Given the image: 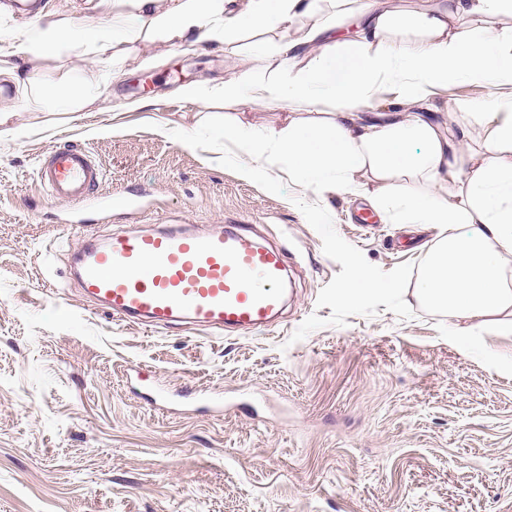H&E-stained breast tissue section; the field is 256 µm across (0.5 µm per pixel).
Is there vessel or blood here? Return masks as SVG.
<instances>
[{"instance_id":"1","label":"vessel or blood","mask_w":512,"mask_h":512,"mask_svg":"<svg viewBox=\"0 0 512 512\" xmlns=\"http://www.w3.org/2000/svg\"><path fill=\"white\" fill-rule=\"evenodd\" d=\"M36 177L49 197L78 208L103 182L91 152L75 145L52 149ZM287 265L284 249L228 224L203 233L161 229L86 237L73 277L86 298L130 321L153 327L188 321L248 332L269 326L282 309Z\"/></svg>"}]
</instances>
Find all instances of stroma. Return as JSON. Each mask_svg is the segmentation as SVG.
<instances>
[{
	"label": "stroma",
	"mask_w": 512,
	"mask_h": 512,
	"mask_svg": "<svg viewBox=\"0 0 512 512\" xmlns=\"http://www.w3.org/2000/svg\"><path fill=\"white\" fill-rule=\"evenodd\" d=\"M64 21L45 85L79 83L76 49L109 17L48 0ZM238 52L161 41L124 45L120 74L82 112H39L0 84V512H512V335H454L413 293L440 230L353 223L361 197L301 204L287 173L242 179L214 138L226 123L286 128L276 105L216 100ZM77 144L105 171L101 192L141 208L72 224L35 175ZM227 224L289 257L288 305L263 330L218 334L112 318L82 296L70 265L85 234ZM379 285L337 298L357 270ZM152 386L172 392L150 404Z\"/></svg>",
	"instance_id": "35a3bbf8"
}]
</instances>
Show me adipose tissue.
<instances>
[{
	"label": "adipose tissue",
	"instance_id": "obj_1",
	"mask_svg": "<svg viewBox=\"0 0 512 512\" xmlns=\"http://www.w3.org/2000/svg\"><path fill=\"white\" fill-rule=\"evenodd\" d=\"M328 4L330 17L304 16ZM110 15L109 32L84 36L100 64L74 91L44 87L33 60L51 54L61 28L55 14L0 27V82L48 112H79L101 98L117 75L115 48L140 40L235 48L244 32L269 37L265 78L252 73L224 89L188 90L199 109L213 97L242 107L276 104L297 116L287 129L224 127L240 176H270L280 165L317 197L368 193L373 209L396 224H436L415 296L455 319L457 335L480 329L512 334V101L491 98L484 112L455 101L452 113L478 116L481 148L464 152L469 124L448 132L434 121L431 98L454 81L490 88L512 84V28L489 19L512 16V0H433L410 10L384 0H84ZM396 87L389 112L375 99Z\"/></svg>",
	"mask_w": 512,
	"mask_h": 512
}]
</instances>
